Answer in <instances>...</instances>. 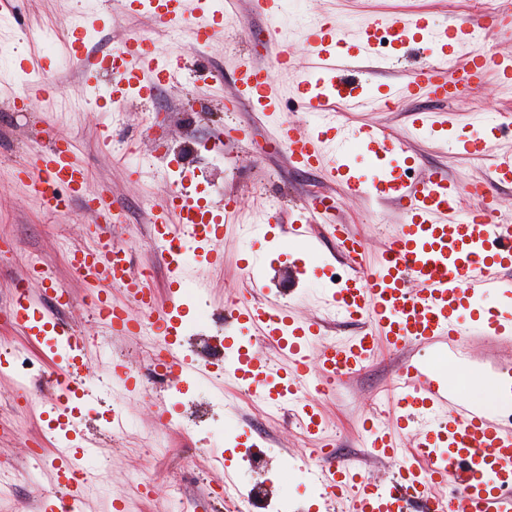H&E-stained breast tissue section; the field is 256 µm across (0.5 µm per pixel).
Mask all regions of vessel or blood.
I'll list each match as a JSON object with an SVG mask.
<instances>
[{
    "instance_id": "obj_1",
    "label": "vessel or blood",
    "mask_w": 512,
    "mask_h": 512,
    "mask_svg": "<svg viewBox=\"0 0 512 512\" xmlns=\"http://www.w3.org/2000/svg\"><path fill=\"white\" fill-rule=\"evenodd\" d=\"M123 5L130 14H148L163 28L184 18L183 0H123ZM224 9L220 0H199L202 19L189 26L196 44H208L222 29ZM504 21L501 14L480 16L428 37L419 22L397 18L384 24L375 19L352 43L333 19H322L305 34L311 61L296 86V97L303 110L312 113L324 112L335 99L360 104L367 96V85L348 78L349 64L374 53L376 34L382 30L401 44L427 41L432 55L431 62L412 69L400 84L390 88L391 101L417 93L452 100L479 87L491 74L500 85L511 87L512 55L496 57L475 51L463 59L448 57L449 44L473 42L478 30ZM66 49L70 62L82 73L85 89H97L104 71L102 54L89 51L76 32L67 38ZM115 52L124 60L109 88L116 103L151 98L161 86L174 81L179 69L172 58L160 56L144 40H128ZM269 69L251 60L240 62L234 79L237 103L261 115L281 109L282 98L272 85ZM52 91L47 79L31 81L12 94L8 103L25 105ZM340 133L335 121L320 122L303 131L283 122L275 130V140L286 147L293 165L323 171L351 196L394 202L405 216L385 243L377 264L345 281L332 297L349 319L365 321L367 331L342 344L324 343L313 359L309 350L321 334L318 321L297 318L283 305L259 304L247 298L226 310L238 333L225 339V379L246 385L266 401L310 393V400L299 409V424L306 436L317 439L323 436L325 422L313 395L339 377L364 369L382 348L398 351L417 342L439 348L448 358L468 329H477L484 336L512 335V320L503 319L498 309L499 303L512 299V280L507 277L512 270V226L496 219L500 210L496 189L512 184V152L497 157L488 180L461 185L436 169L411 182L406 173L413 169L415 159L403 138L374 125L361 127L355 140L367 161L358 167L345 150L334 149ZM41 134L46 146L22 174L31 181L43 210L53 215L67 212L77 198L94 215L108 213L113 223H123L110 190L89 193L90 171L77 158L71 142L51 125ZM467 197L478 198L479 207L462 210L461 202ZM335 207L332 197L313 194L302 201L291 224H283L276 214L271 220L280 235L306 238L311 225L327 221ZM238 208L233 197L216 207L181 193L153 207V242L168 274V303L163 307L154 289L134 271L131 255L113 243L111 229L92 234L90 244L71 253L77 276L97 286L91 308L113 335L127 336L136 329L128 304L152 316L168 352L153 358L151 366L173 383L210 372L208 365L175 353L184 341L183 305L194 286L186 271L193 262L223 264L224 222ZM333 236L338 253L363 255L362 239L349 234L346 225H334ZM31 275L43 292L49 293V300L19 290L8 320L28 339L48 349L55 394L44 411L56 416L65 432L70 427L69 402H87L94 397L85 384L89 343L45 310L49 304L54 308L70 306V293L55 283L48 270L35 267ZM114 288L122 290L125 304L113 303L110 291ZM256 335L280 353L282 364H273L254 350L252 338ZM393 394L403 420L433 415L438 419L436 428L414 434L410 464L401 466L397 478L387 484L373 482L352 463L317 453L313 463L329 499L348 501L350 512H512L511 427L500 426L466 401L439 369L424 361L402 366ZM368 440L376 457L399 458L402 448L395 431L373 426ZM97 453V443L89 440L79 448L59 449L51 481L56 498L81 499L84 486L80 475L87 472Z\"/></svg>"
}]
</instances>
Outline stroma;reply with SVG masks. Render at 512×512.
I'll return each mask as SVG.
<instances>
[{"label":"stroma","mask_w":512,"mask_h":512,"mask_svg":"<svg viewBox=\"0 0 512 512\" xmlns=\"http://www.w3.org/2000/svg\"><path fill=\"white\" fill-rule=\"evenodd\" d=\"M231 12L236 18L234 28L224 30L207 47L194 46L188 33H181L178 47L183 68L174 83L160 88L152 100L89 101L80 108L76 102L86 99L87 93L78 71L65 59L64 46L75 19L89 27L94 19L105 18L93 42L100 51L131 38L164 45L168 30L148 16L125 14L119 0H7L0 7V41L10 47L0 61V240L17 244L16 250L0 253V317L6 315L14 289L34 264L48 268L76 299L62 317L90 342V379L97 395L95 401L79 404L76 414L82 422V437L99 442L98 459L109 472L106 491L89 492L83 512H236L234 503L224 498L228 479L254 487L265 500L288 498L297 512H344L341 503L322 498L309 465L313 449L329 443L334 455L354 461L372 480L380 483L392 478L396 464L368 453L365 420L371 415L381 425H394L398 413L389 397L402 364L427 361L434 354L431 346L413 342L400 352L381 351L367 369L336 381L318 402L325 430L317 440L301 431L289 407L269 416L247 395L230 398L234 385L222 377L187 379L179 387H169L149 370L156 332L112 335L87 307L93 288L71 270L69 251L84 244L95 217L78 205L61 215L45 213L30 183L16 176L17 167L32 165L42 149L37 131L49 123L71 139L77 157L88 166L90 190L111 187L119 208L126 212L125 223L113 225L112 240L128 248L135 260L150 262L151 284L159 298L167 296V273L150 241L152 205L172 191L211 205L223 203L229 195L239 199L240 213L224 229L223 264L189 269L190 277L203 287L185 309L188 340L183 354L196 356L202 337L233 335V326L215 323L213 316L243 298L248 275L240 254L250 247L265 265L270 298L287 305L298 317L320 320L321 341L346 339L360 331L359 325L344 317L324 318L322 288L297 278V265L307 259L320 267L339 265L336 242L326 225H313L316 249L308 257L299 240L257 242L243 227L263 224L267 215L276 212L293 215L306 196L325 194L336 200L337 222L363 240L364 263L371 266L402 223L403 214L395 203L348 196L341 185L319 172L296 169L275 143L272 119L232 104L237 65L248 56L267 63L266 39L277 26L287 27L288 48L303 68L310 56L301 35L310 19L330 17L352 36L375 17L422 18L439 32L469 10L452 0H307L303 5L283 0L281 13L267 16L257 11L254 0H235ZM45 29L55 31V40L33 45V36ZM36 48L42 56L57 60L50 78L58 91L17 112L4 102L16 88L10 76L19 72L21 61ZM476 106L487 113V125H468ZM417 112L445 115L449 130L408 139L407 149L418 161L410 178L436 168L446 170L458 183L486 177L484 159L455 150L456 140L482 135L489 151L512 150V135L503 128L512 122V87L501 86L492 77L476 92L453 102L424 95L388 109L371 102L348 111L342 124L350 133L371 124L406 137ZM148 115L157 116L167 151L156 150L154 135L144 123ZM235 125L247 127V137L224 145L223 166L204 164L195 151L196 139H215L218 129ZM106 128L112 133L108 140L102 135ZM16 350L33 356L39 353L19 329L0 324V462H11L18 473L11 493L0 496V512H45L42 498L52 487L47 467L34 465L31 448L37 443L45 448L55 445L40 407L42 400L51 397L53 387L45 376L19 377L12 356ZM466 350L467 359L454 370L459 387H467L472 378L493 385L502 371L512 368V340L471 335ZM114 363L138 372L136 389L124 403L128 422L119 435L112 433L109 423L118 402L110 369ZM258 448L268 469L290 470L287 483L268 481L265 471L248 464L249 453ZM142 468L149 470L150 483L139 488L132 477Z\"/></svg>","instance_id":"1"}]
</instances>
